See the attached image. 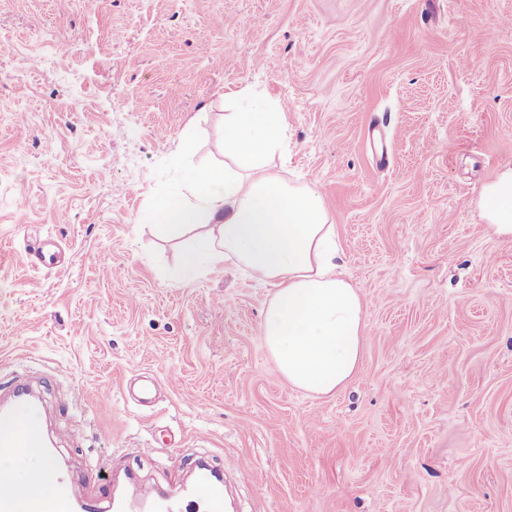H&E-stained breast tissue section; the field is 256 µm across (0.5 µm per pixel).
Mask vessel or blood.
I'll return each mask as SVG.
<instances>
[{
  "mask_svg": "<svg viewBox=\"0 0 512 512\" xmlns=\"http://www.w3.org/2000/svg\"><path fill=\"white\" fill-rule=\"evenodd\" d=\"M25 388L16 385L0 397V448L14 453H27L43 447L45 439L39 422L40 408L24 394ZM44 493L30 496L25 504H18L15 488L0 486V512H128L116 502L113 492L89 493L87 497H74L62 477L46 479ZM132 498L149 512H224L226 496L224 483L214 476L207 464L194 469L191 488H184L164 496L146 482L135 483Z\"/></svg>",
  "mask_w": 512,
  "mask_h": 512,
  "instance_id": "vessel-or-blood-1",
  "label": "vessel or blood"
}]
</instances>
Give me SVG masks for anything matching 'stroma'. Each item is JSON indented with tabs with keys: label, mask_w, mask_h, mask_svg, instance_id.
<instances>
[{
	"label": "stroma",
	"mask_w": 512,
	"mask_h": 512,
	"mask_svg": "<svg viewBox=\"0 0 512 512\" xmlns=\"http://www.w3.org/2000/svg\"><path fill=\"white\" fill-rule=\"evenodd\" d=\"M245 87L287 104L269 166L320 194L365 302L333 395L277 372L270 287L183 275L190 234L149 217L185 132L223 161ZM508 167L512 0H0V385L37 387L77 496L204 454L251 473L238 512H512V242L476 207Z\"/></svg>",
	"instance_id": "stroma-1"
}]
</instances>
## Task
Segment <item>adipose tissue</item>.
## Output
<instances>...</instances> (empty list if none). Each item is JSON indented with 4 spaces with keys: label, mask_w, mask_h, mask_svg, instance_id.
Masks as SVG:
<instances>
[{
    "label": "adipose tissue",
    "mask_w": 512,
    "mask_h": 512,
    "mask_svg": "<svg viewBox=\"0 0 512 512\" xmlns=\"http://www.w3.org/2000/svg\"><path fill=\"white\" fill-rule=\"evenodd\" d=\"M231 98L239 107L224 115L223 163L185 169L153 205L156 231L195 230L181 258L186 273L212 272L233 258L270 286L261 337L278 373L293 388L335 393L361 367L364 299L342 276L322 198L268 167L283 151L284 104L252 92ZM477 208L497 235L512 239V167L483 188Z\"/></svg>",
    "instance_id": "ef3b65f1"
}]
</instances>
